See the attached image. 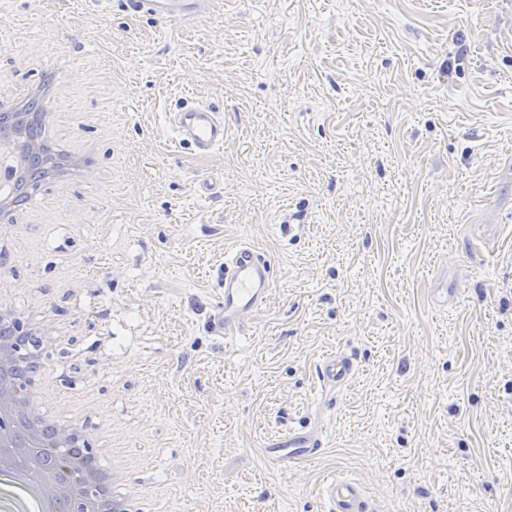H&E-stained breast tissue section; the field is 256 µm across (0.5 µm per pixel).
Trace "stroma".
<instances>
[{
  "label": "stroma",
  "mask_w": 512,
  "mask_h": 512,
  "mask_svg": "<svg viewBox=\"0 0 512 512\" xmlns=\"http://www.w3.org/2000/svg\"><path fill=\"white\" fill-rule=\"evenodd\" d=\"M19 50L98 156L0 269L69 329L51 373L153 512H325L333 476L373 512H512V0H224L169 26L0 0V91L33 78ZM188 101L224 115L208 155L171 139ZM242 244L275 286L221 340L204 310ZM339 350L358 371L329 392ZM291 429L322 453L270 464ZM356 371V359L353 354L337 351L323 357L318 364V377L321 386L329 391L346 384Z\"/></svg>",
  "instance_id": "35a3bbf8"
}]
</instances>
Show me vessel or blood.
<instances>
[{
	"label": "vessel or blood",
	"instance_id": "obj_1",
	"mask_svg": "<svg viewBox=\"0 0 512 512\" xmlns=\"http://www.w3.org/2000/svg\"><path fill=\"white\" fill-rule=\"evenodd\" d=\"M132 17L148 16L161 22L190 21L213 13L216 0H120ZM168 123L177 143L190 146L203 156L223 145L224 118L203 103H195L170 113ZM273 286L272 261L249 245L235 248L224 258L223 295L210 306L207 323L212 335H235L246 316L262 311ZM356 371L353 354L339 351L323 357L318 365L321 386L336 390ZM323 444L315 435L301 431L270 440L264 448L274 465L288 466L317 457ZM328 512H371L365 488L360 481L330 479L324 486Z\"/></svg>",
	"mask_w": 512,
	"mask_h": 512
}]
</instances>
